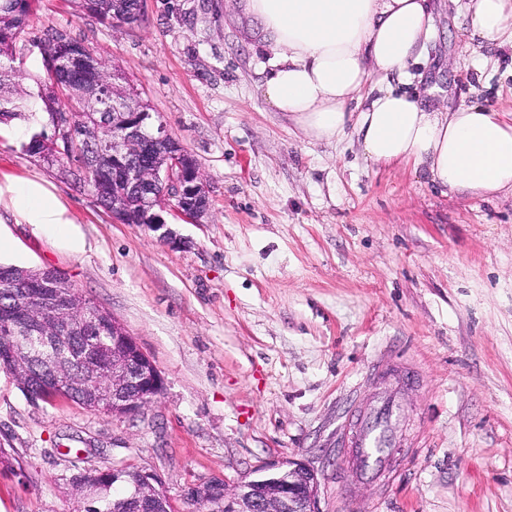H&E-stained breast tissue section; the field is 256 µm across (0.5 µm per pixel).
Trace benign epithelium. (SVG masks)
Listing matches in <instances>:
<instances>
[{"label":"benign epithelium","instance_id":"1","mask_svg":"<svg viewBox=\"0 0 512 512\" xmlns=\"http://www.w3.org/2000/svg\"><path fill=\"white\" fill-rule=\"evenodd\" d=\"M61 50L51 55L52 71H68L78 63L92 68L100 59L91 55L78 58L68 51L67 34L59 39ZM112 111L114 133L105 147L112 151L117 181L143 199L147 227L172 244L177 236L162 216L164 201L175 200V211L189 223L199 224L209 205L196 200L207 196L199 169L190 154L168 133L166 126L153 120L152 113L127 111L126 103H106ZM55 138L66 146L74 139V118L61 112L56 119ZM159 143L167 148L165 165L146 173L125 161L129 147ZM53 278L33 282L23 289V298L57 311L67 295L53 287ZM8 335L0 338V365L9 369L19 357L20 345L38 342L49 353L28 355V396L35 402L48 393L67 400L78 397L70 378L77 366L81 377L93 385V397L100 411L112 415L135 416L155 403L164 388L163 378L153 361L141 350L123 324L96 310L83 311L77 325L57 336H42L22 318L8 321ZM112 333L106 344L102 333ZM117 481L129 483L122 512H155L157 500L167 497L158 477L146 470L128 467L112 470L83 469L68 482L87 489L105 490ZM317 473L294 460L266 463L228 488L221 478L193 483L184 497L203 507L204 512H319Z\"/></svg>","mask_w":512,"mask_h":512}]
</instances>
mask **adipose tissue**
<instances>
[{
  "mask_svg": "<svg viewBox=\"0 0 512 512\" xmlns=\"http://www.w3.org/2000/svg\"><path fill=\"white\" fill-rule=\"evenodd\" d=\"M258 22L273 55L262 95L318 142L355 134L365 157L405 163L424 171L451 193L490 199L512 193V123L470 105L453 111L425 109L407 92L426 45L434 37L427 0H238ZM475 33L512 46V0H473ZM396 76L352 112L371 74ZM0 206L18 223L38 224L67 242L85 246L71 229L68 210L38 180L0 185Z\"/></svg>",
  "mask_w": 512,
  "mask_h": 512,
  "instance_id": "1",
  "label": "adipose tissue"
}]
</instances>
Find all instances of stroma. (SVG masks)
Masks as SVG:
<instances>
[{"label":"stroma","instance_id":"obj_1","mask_svg":"<svg viewBox=\"0 0 512 512\" xmlns=\"http://www.w3.org/2000/svg\"><path fill=\"white\" fill-rule=\"evenodd\" d=\"M429 2L426 106L511 117L512 49L473 34L470 0ZM29 25L122 71L195 158L211 209L190 224L167 200L175 247L27 155L47 118L44 67L17 42L35 118L0 138V183L45 181L86 246L5 212L0 265L64 275L126 326L165 387L140 414L113 416L32 402L0 368V445L19 464L0 466V512H74L67 476L115 466L155 473L174 512H197L188 484L291 459L316 471L320 512H512V196L445 195L410 165L364 160L356 137L309 139L263 98L269 52L227 0H144L134 26L37 0ZM389 344L420 384L399 397L398 478L368 483L339 431L351 397L390 389L371 378Z\"/></svg>","mask_w":512,"mask_h":512}]
</instances>
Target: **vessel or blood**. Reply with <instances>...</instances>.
<instances>
[{
  "mask_svg": "<svg viewBox=\"0 0 512 512\" xmlns=\"http://www.w3.org/2000/svg\"><path fill=\"white\" fill-rule=\"evenodd\" d=\"M414 380V372L401 370L396 389L382 393L368 407L350 405L345 415L342 445L350 463L362 475L372 479L393 475L392 452L397 446L400 413L397 390Z\"/></svg>",
  "mask_w": 512,
  "mask_h": 512,
  "instance_id": "vessel-or-blood-1",
  "label": "vessel or blood"
}]
</instances>
